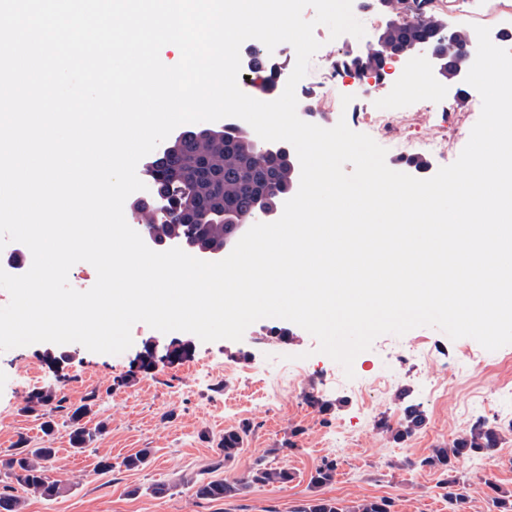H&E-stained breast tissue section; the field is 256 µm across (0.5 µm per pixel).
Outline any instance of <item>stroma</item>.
<instances>
[{
  "instance_id": "35a3bbf8",
  "label": "stroma",
  "mask_w": 512,
  "mask_h": 512,
  "mask_svg": "<svg viewBox=\"0 0 512 512\" xmlns=\"http://www.w3.org/2000/svg\"><path fill=\"white\" fill-rule=\"evenodd\" d=\"M304 82L334 100L352 96L353 106L364 112L428 107L446 153L430 157L436 169L458 158L476 122L449 113L447 92L432 79L423 92L404 83L377 90L364 78L330 81L313 63ZM276 328L286 330L284 340L273 338ZM131 335L132 346L116 355L78 343L55 346V353L70 354L60 366L44 361L49 348L43 343L0 352V481L6 478L4 462L23 442L56 448L49 475L66 487L50 500L27 496L25 512H295L314 498L351 507L377 497L391 498L393 512H450L440 473L413 462L452 445L478 422L498 430L500 441L491 454L457 464L467 488L466 512H497L491 486L512 491V345L488 351L472 338L453 340L422 326L378 337L355 358L349 378L340 364L318 353L317 340L303 328L263 318L242 340L200 341L192 360L136 374L133 362L144 342L166 335L142 322ZM283 364L296 383L276 403L271 377ZM436 364L448 367L446 390L438 398L427 388ZM59 385L72 405L95 398L84 419L94 435L85 452H73L63 412L25 409L29 392ZM411 404L423 411L425 424L395 441L392 431L403 425V410ZM242 426L249 429L244 449L218 470V478H244L261 459L288 469L293 481L254 485L219 502L197 497L194 482L217 459L225 431ZM144 448L151 451L146 467L122 468L124 457ZM104 456L115 468L101 473L96 464ZM326 457L336 460V475L327 485L313 486L311 476ZM156 483L169 485V493L152 496L149 488Z\"/></svg>"
}]
</instances>
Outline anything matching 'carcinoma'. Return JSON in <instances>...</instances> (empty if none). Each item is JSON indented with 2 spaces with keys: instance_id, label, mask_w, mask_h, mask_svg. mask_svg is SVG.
Instances as JSON below:
<instances>
[{
  "instance_id": "obj_1",
  "label": "carcinoma",
  "mask_w": 512,
  "mask_h": 512,
  "mask_svg": "<svg viewBox=\"0 0 512 512\" xmlns=\"http://www.w3.org/2000/svg\"><path fill=\"white\" fill-rule=\"evenodd\" d=\"M453 31L443 25L418 20L411 24L394 25L381 33L384 55L378 58L355 57L353 63L359 68H373L383 71L397 51L407 49L420 41H448ZM251 82L264 94H273L280 84L281 73L277 64L269 59H259L248 54L244 60ZM178 151V160L174 167V177L160 193V204L154 213L138 215L147 235L165 240L169 244L184 243L188 240L197 243L192 255L198 257H216L224 254L227 246L235 243L232 225L227 219H241L258 212V205L271 200L275 210H280L283 201L292 195L297 176V167L288 166L286 160L277 154L267 158L258 157L262 142L243 128L226 124L219 129L196 130L190 126L172 140ZM208 164V175L199 174V159ZM207 201L212 215L208 223L197 224L189 221L196 215L201 201ZM170 363H181L192 357L194 347L187 340L178 339L169 343ZM159 355L155 344L144 342L137 361V370L148 373L155 369ZM26 408L35 411L39 407L54 405L57 410L66 409V395L61 389L48 387L30 393L26 399ZM89 411V405L82 404L68 412L69 441L78 453L88 449L94 434L83 424V418ZM405 425L397 429L393 438L401 441L412 432L420 429L424 422L423 412L416 405L404 408ZM248 428L230 430L224 433L220 447L223 459L216 462L220 467L243 451L244 437ZM499 443V432L479 424L471 433L458 439L449 447H440L428 456L422 457L412 465L418 468L434 469L445 475L442 488L450 512H463L467 495L460 487L459 480L452 476L456 471L455 463L462 457L481 456L495 450ZM57 449L52 447L20 448L5 466L11 471L19 484L27 492L37 494L44 499L59 496L64 486L47 476L49 466L56 456ZM336 472V460L325 457L311 476V483L321 487L330 483ZM292 481V474L286 469H270L263 462L255 463L248 476L243 480L228 481L202 477L195 481L196 495L202 499L222 501L239 493L247 485L286 484ZM24 498L13 493V487H0V512H23ZM295 512H392V501L386 497L365 500L353 507H341L333 499L315 498L299 507Z\"/></svg>"
}]
</instances>
